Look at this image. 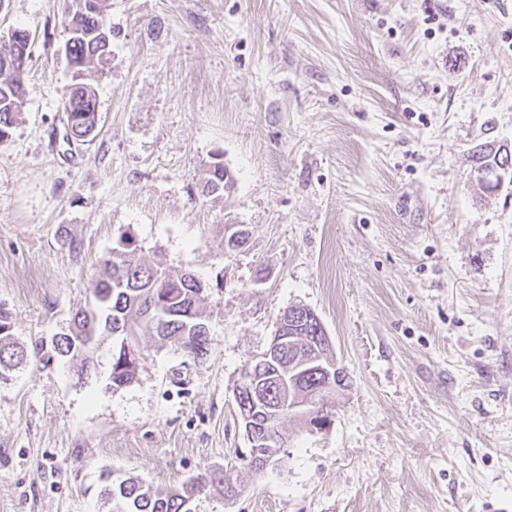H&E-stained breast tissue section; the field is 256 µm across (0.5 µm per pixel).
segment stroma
Segmentation results:
<instances>
[{
    "mask_svg": "<svg viewBox=\"0 0 512 512\" xmlns=\"http://www.w3.org/2000/svg\"><path fill=\"white\" fill-rule=\"evenodd\" d=\"M95 140L67 144L64 0H6L31 38L0 144V309L39 355L0 370V512H110L102 474L161 490L218 472L192 512H512V0H105ZM221 158L234 188L202 192ZM250 232L224 246L225 229ZM203 281L209 354L141 340L112 387L50 342L122 241ZM321 319L349 387L284 420L264 472L234 388L284 309ZM500 150L501 153L505 150H507V152H511V157H508L507 152L499 155ZM471 161L475 164L473 171L481 181L480 171L486 170L491 166L499 164L505 166L506 164L511 163L510 167L512 169V149L509 148L508 144L506 147L502 148L501 145L494 142H488L480 145L479 148L473 152L471 155ZM502 171H505L507 174L509 172L508 166L503 167L501 170H488L483 173L482 178L490 187L498 189L505 182V175Z\"/></svg>",
    "mask_w": 512,
    "mask_h": 512,
    "instance_id": "1",
    "label": "stroma"
}]
</instances>
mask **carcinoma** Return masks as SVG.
Returning a JSON list of instances; mask_svg holds the SVG:
<instances>
[{
	"label": "carcinoma",
	"instance_id": "carcinoma-1",
	"mask_svg": "<svg viewBox=\"0 0 512 512\" xmlns=\"http://www.w3.org/2000/svg\"><path fill=\"white\" fill-rule=\"evenodd\" d=\"M104 0H66L64 55L71 71V82L61 95L60 108L68 111L70 142H91L98 134L99 112L97 92L91 76L102 75L112 66L111 47L105 34L112 33V26L104 14ZM29 33L15 29L0 38V144L7 141L18 125L25 107L26 50ZM502 146L488 142L479 146L471 155L474 173L491 166L512 164V156L500 153ZM227 169L217 158L205 170L203 192L208 195L224 194ZM91 304L78 310L68 331L59 334L53 342V351L61 358H78L89 362L92 348L86 346L90 337L119 332L116 340L126 341L136 352H141L139 338L156 337L165 344L190 345L185 354L198 359L207 354L209 330L202 308V294L196 276L186 269L173 270L161 261L145 263L133 258L127 250H112L104 261L100 273L89 283ZM10 316L0 311V364L16 365L27 359L23 347L12 341ZM304 350V340L285 344L271 358L265 371L274 372L288 364V351ZM138 368L124 361L122 349L112 352V385H126L136 379ZM279 404V388H274L270 399L258 407L253 417L257 423H268V428L278 431L283 416L270 418L271 407ZM327 400L318 401L317 407L308 414L306 424L315 428L314 422L329 423ZM111 475L104 474L108 482L104 494L112 500L126 502L127 512H188L186 502L194 493L205 487L208 478L186 483L179 489L160 491L130 475L118 485L109 484Z\"/></svg>",
	"mask_w": 512,
	"mask_h": 512
}]
</instances>
